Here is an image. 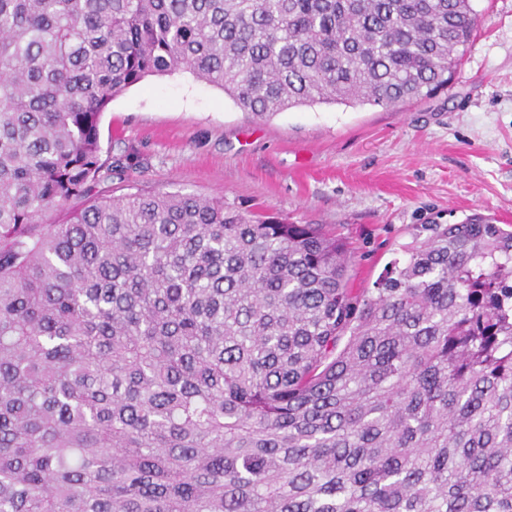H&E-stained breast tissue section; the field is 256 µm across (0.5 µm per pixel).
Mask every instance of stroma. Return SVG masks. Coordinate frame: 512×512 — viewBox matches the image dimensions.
Returning <instances> with one entry per match:
<instances>
[{
    "label": "stroma",
    "mask_w": 512,
    "mask_h": 512,
    "mask_svg": "<svg viewBox=\"0 0 512 512\" xmlns=\"http://www.w3.org/2000/svg\"><path fill=\"white\" fill-rule=\"evenodd\" d=\"M478 25L447 90L395 106L317 104L258 120L189 71L149 76L101 118L106 189L181 191L321 224L373 287L420 225L512 224V0Z\"/></svg>",
    "instance_id": "35a3bbf8"
}]
</instances>
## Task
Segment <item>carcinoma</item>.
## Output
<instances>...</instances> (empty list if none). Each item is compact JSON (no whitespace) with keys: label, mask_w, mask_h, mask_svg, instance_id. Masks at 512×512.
Here are the masks:
<instances>
[{"label":"carcinoma","mask_w":512,"mask_h":512,"mask_svg":"<svg viewBox=\"0 0 512 512\" xmlns=\"http://www.w3.org/2000/svg\"><path fill=\"white\" fill-rule=\"evenodd\" d=\"M469 0H0V512H512V224L355 292L318 224L115 198L99 124L178 69L257 119L447 87Z\"/></svg>","instance_id":"obj_1"}]
</instances>
